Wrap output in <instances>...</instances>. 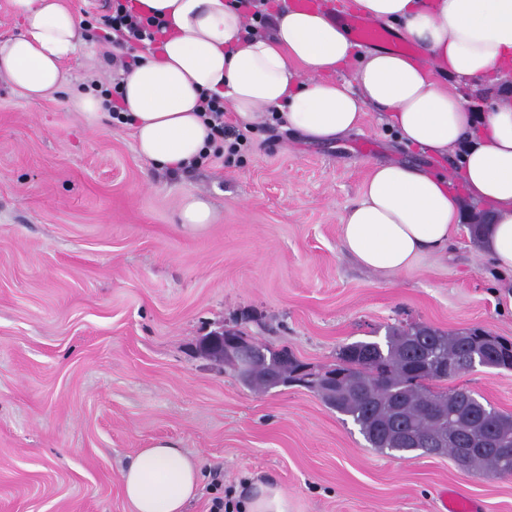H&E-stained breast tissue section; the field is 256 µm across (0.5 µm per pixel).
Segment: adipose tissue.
Listing matches in <instances>:
<instances>
[{"instance_id": "adipose-tissue-1", "label": "adipose tissue", "mask_w": 512, "mask_h": 512, "mask_svg": "<svg viewBox=\"0 0 512 512\" xmlns=\"http://www.w3.org/2000/svg\"><path fill=\"white\" fill-rule=\"evenodd\" d=\"M8 2L20 32L0 40V79L28 100L52 97L70 82L80 21L70 0ZM131 4L165 22L161 55L124 75L116 102L143 160L179 171L214 148L198 109L205 92L223 97L243 128L275 121L308 142L341 139L374 109L406 146L453 165L448 172L373 165L340 216L343 252L374 272L400 274L446 251L466 210L486 208L482 249L512 274V95L476 114L451 88L512 78V0H353L362 17L413 42L419 61L380 46L355 53L347 25L299 0H276L269 34L253 36L232 0ZM347 66L352 79H338ZM73 103L95 115L116 104L91 92ZM201 485L197 463L165 439L139 449L120 477L130 512H185Z\"/></svg>"}]
</instances>
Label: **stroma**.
Masks as SVG:
<instances>
[{
  "label": "stroma",
  "instance_id": "obj_1",
  "mask_svg": "<svg viewBox=\"0 0 512 512\" xmlns=\"http://www.w3.org/2000/svg\"><path fill=\"white\" fill-rule=\"evenodd\" d=\"M71 3L83 43L70 89L31 103L0 80V512H130L120 471L155 439L235 494L276 482L291 512H440L448 488L512 512V477L379 453L307 388L255 392L196 349L225 328L318 370L391 327L512 342V275L467 224L446 256L395 276L341 249L339 216L374 163L448 161L402 145L373 109L336 142L270 124L239 154L157 170L129 125L72 109L73 92L112 88L120 68L109 0ZM191 193L214 208L195 232L178 221ZM454 383L512 413V371L478 366Z\"/></svg>",
  "mask_w": 512,
  "mask_h": 512
}]
</instances>
